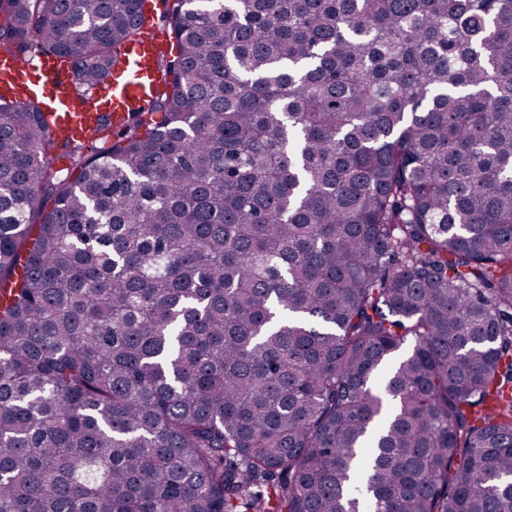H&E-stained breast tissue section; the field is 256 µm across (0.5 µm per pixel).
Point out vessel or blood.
<instances>
[{
	"instance_id": "b4317fda",
	"label": "vessel or blood",
	"mask_w": 512,
	"mask_h": 512,
	"mask_svg": "<svg viewBox=\"0 0 512 512\" xmlns=\"http://www.w3.org/2000/svg\"><path fill=\"white\" fill-rule=\"evenodd\" d=\"M166 34L148 28L144 36L123 48L125 67L113 72L112 81L98 85L76 98L72 91L70 70L65 58L40 54L20 60L0 55V89L8 93L11 103L40 100L47 122L60 133L80 138L97 135L96 100L111 102L114 123L135 112H146L161 82L157 57Z\"/></svg>"
}]
</instances>
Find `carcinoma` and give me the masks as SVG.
<instances>
[{
    "label": "carcinoma",
    "mask_w": 512,
    "mask_h": 512,
    "mask_svg": "<svg viewBox=\"0 0 512 512\" xmlns=\"http://www.w3.org/2000/svg\"><path fill=\"white\" fill-rule=\"evenodd\" d=\"M144 4L0 50L88 87ZM167 22L152 129L0 99V512H512V0Z\"/></svg>",
    "instance_id": "carcinoma-1"
}]
</instances>
